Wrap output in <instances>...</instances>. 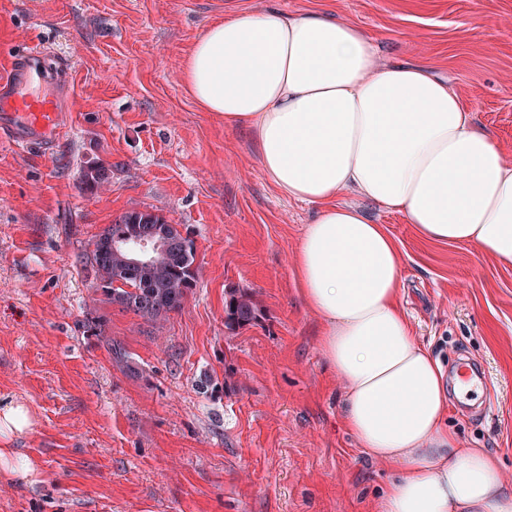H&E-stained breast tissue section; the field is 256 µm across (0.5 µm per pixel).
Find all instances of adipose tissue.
Wrapping results in <instances>:
<instances>
[{"label":"adipose tissue","instance_id":"ef3b65f1","mask_svg":"<svg viewBox=\"0 0 512 512\" xmlns=\"http://www.w3.org/2000/svg\"><path fill=\"white\" fill-rule=\"evenodd\" d=\"M187 94L245 132L278 192L315 208L293 254L319 345L345 386L359 447L398 467L376 512H512L497 458L448 428L446 375L400 301L402 255L348 191L402 213L427 240L512 265V161L448 85L379 64L360 27L274 9L209 24L183 64Z\"/></svg>","mask_w":512,"mask_h":512}]
</instances>
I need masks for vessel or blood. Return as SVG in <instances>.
<instances>
[{
  "mask_svg": "<svg viewBox=\"0 0 512 512\" xmlns=\"http://www.w3.org/2000/svg\"><path fill=\"white\" fill-rule=\"evenodd\" d=\"M41 63L37 49H29L11 62L10 74L0 84V112L13 113L16 122L0 129L17 145L51 135L61 122L59 102L56 98L34 93L25 80L26 72Z\"/></svg>",
  "mask_w": 512,
  "mask_h": 512,
  "instance_id": "vessel-or-blood-1",
  "label": "vessel or blood"
}]
</instances>
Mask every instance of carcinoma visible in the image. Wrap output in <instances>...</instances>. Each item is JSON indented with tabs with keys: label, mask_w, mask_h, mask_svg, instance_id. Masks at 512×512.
Masks as SVG:
<instances>
[{
	"label": "carcinoma",
	"mask_w": 512,
	"mask_h": 512,
	"mask_svg": "<svg viewBox=\"0 0 512 512\" xmlns=\"http://www.w3.org/2000/svg\"><path fill=\"white\" fill-rule=\"evenodd\" d=\"M107 181V168L94 161L83 171L85 190L94 193ZM124 238L135 248L141 242H161L160 250L138 263L115 251L114 238ZM96 281L95 290L124 310L157 322L181 308L196 286L198 266L193 239L152 210H134L120 216L93 242L89 257ZM226 328L234 332L255 325L262 304L255 293L229 288L225 298Z\"/></svg>",
	"instance_id": "obj_1"
}]
</instances>
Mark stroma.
<instances>
[{
  "label": "stroma",
  "instance_id": "stroma-1",
  "mask_svg": "<svg viewBox=\"0 0 512 512\" xmlns=\"http://www.w3.org/2000/svg\"><path fill=\"white\" fill-rule=\"evenodd\" d=\"M266 7L355 24L380 62L447 79L512 160V0H0V79L40 49L31 84L63 113L55 137L0 139V402L30 409L31 431L7 445L40 471L0 481V512H374L399 477L344 428L343 385L296 292L313 206L278 194L248 136L183 88L208 24ZM90 160L109 174L93 196L80 189ZM342 200L397 242L419 341L444 369L461 353L483 367V397L450 398L447 423L512 486V265ZM146 208L190 235L199 267L159 330L95 293L88 262L96 235ZM229 287L258 293L261 322L228 333Z\"/></svg>",
  "mask_w": 512,
  "mask_h": 512
}]
</instances>
